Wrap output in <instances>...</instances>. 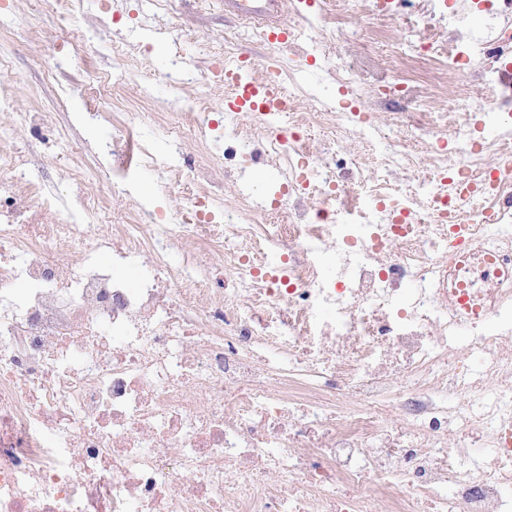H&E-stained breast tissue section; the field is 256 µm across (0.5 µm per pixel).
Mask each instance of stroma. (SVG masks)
Segmentation results:
<instances>
[{"instance_id": "35a3bbf8", "label": "stroma", "mask_w": 512, "mask_h": 512, "mask_svg": "<svg viewBox=\"0 0 512 512\" xmlns=\"http://www.w3.org/2000/svg\"><path fill=\"white\" fill-rule=\"evenodd\" d=\"M420 6L421 0H402L397 17L388 19L370 15L364 0H282L284 17L303 34L300 50L313 49L319 55L315 66L297 73L285 87L295 109L308 111L312 96L317 95L331 99L333 111L354 106L373 113L376 121V131L356 133L334 144L325 136H316L311 141L313 154H322L332 145L337 155L359 160L368 168L382 156L394 113L412 111L413 106L402 99L385 101L378 94L352 99L339 81L340 67L375 54L397 71H405L400 55L406 40L402 18ZM102 9L101 0H85L76 10L73 25L97 29L98 48L93 54L70 60L57 79L50 81L44 76V65L52 59L51 48L60 38L62 20L38 6L36 0H0V54L11 59L10 68L0 70V87L13 95L12 110L0 114V124L13 125L18 112H38L45 128L81 140L88 156H102L110 128L96 130L79 121L86 110L79 93L84 76L93 70L109 72L121 83L117 93L120 111H146V94L162 98L171 94L167 68L176 50L171 35L177 31L189 35L187 64L197 81L207 85L216 119H223L231 93L213 76V53L249 57L255 62L250 70L255 82L261 84L268 78L264 62L269 44L248 36L237 18L225 12L224 0H176L166 15L156 13L152 0H123L124 22L105 29L100 26ZM354 23L367 26L370 38L352 39L349 28ZM116 43L123 47V56H113ZM180 181V171H173L170 188L164 191L153 180L144 179L131 194L113 199L116 215L139 207L160 214L178 208L182 203Z\"/></svg>"}]
</instances>
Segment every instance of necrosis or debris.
<instances>
[{
  "label": "necrosis or debris",
  "mask_w": 512,
  "mask_h": 512,
  "mask_svg": "<svg viewBox=\"0 0 512 512\" xmlns=\"http://www.w3.org/2000/svg\"><path fill=\"white\" fill-rule=\"evenodd\" d=\"M413 47L446 65L453 113L388 68L342 67L356 94L417 106L377 171L310 152L313 133L363 127L355 109L219 125L202 92L164 112L95 97L110 180L47 137L63 196L0 125V512H512V180L491 178L512 140L474 138L512 125V28L433 25ZM255 124L281 198L270 221L246 194L216 221L225 172L258 160ZM188 136L183 206L106 223L145 174L168 187ZM418 140L448 183L424 200L382 179L416 167Z\"/></svg>",
  "instance_id": "4bbe7bcc"
}]
</instances>
